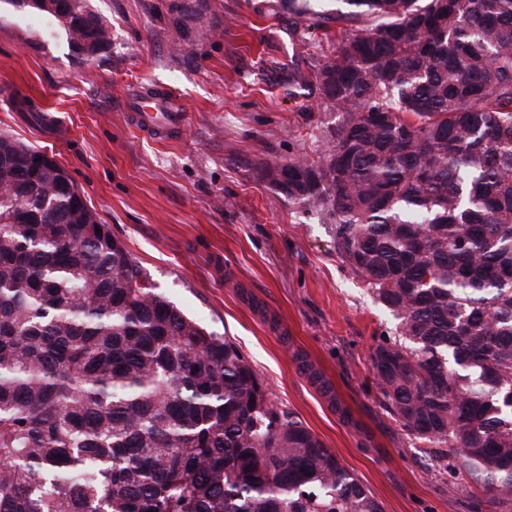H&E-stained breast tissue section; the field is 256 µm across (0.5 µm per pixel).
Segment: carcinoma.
<instances>
[{"label":"carcinoma","instance_id":"obj_1","mask_svg":"<svg viewBox=\"0 0 512 512\" xmlns=\"http://www.w3.org/2000/svg\"><path fill=\"white\" fill-rule=\"evenodd\" d=\"M90 60L87 0H5ZM207 0H168L199 41ZM311 0L291 80L336 120L263 176L398 321L371 354L408 435L512 512V0ZM0 512H382L251 363L157 291L58 162L0 134Z\"/></svg>","mask_w":512,"mask_h":512}]
</instances>
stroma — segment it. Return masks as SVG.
Segmentation results:
<instances>
[{
  "label": "stroma",
  "instance_id": "1",
  "mask_svg": "<svg viewBox=\"0 0 512 512\" xmlns=\"http://www.w3.org/2000/svg\"><path fill=\"white\" fill-rule=\"evenodd\" d=\"M165 0H88L111 45L91 60L44 19L0 8V133L65 166L156 288L250 361L383 512H491L397 422L370 355L397 322L337 254L329 225L288 201L263 163L315 158L334 112L289 81L330 52L278 0H210L186 44ZM174 96L183 129L130 126L126 101ZM323 374V395L303 365Z\"/></svg>",
  "mask_w": 512,
  "mask_h": 512
}]
</instances>
